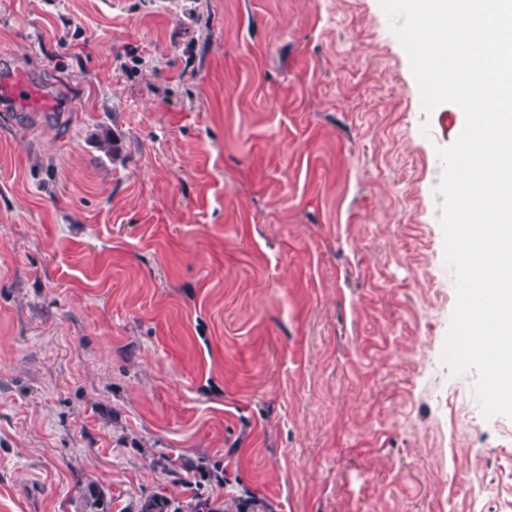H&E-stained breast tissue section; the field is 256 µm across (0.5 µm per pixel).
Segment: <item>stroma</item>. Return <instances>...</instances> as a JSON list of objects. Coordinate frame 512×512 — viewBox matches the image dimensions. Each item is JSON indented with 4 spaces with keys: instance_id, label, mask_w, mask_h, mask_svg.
<instances>
[{
    "instance_id": "stroma-1",
    "label": "stroma",
    "mask_w": 512,
    "mask_h": 512,
    "mask_svg": "<svg viewBox=\"0 0 512 512\" xmlns=\"http://www.w3.org/2000/svg\"><path fill=\"white\" fill-rule=\"evenodd\" d=\"M0 512H512L442 353L436 150L379 0H0ZM41 97L46 96L23 77L9 75L3 76L0 80V103L2 105L29 103Z\"/></svg>"
}]
</instances>
